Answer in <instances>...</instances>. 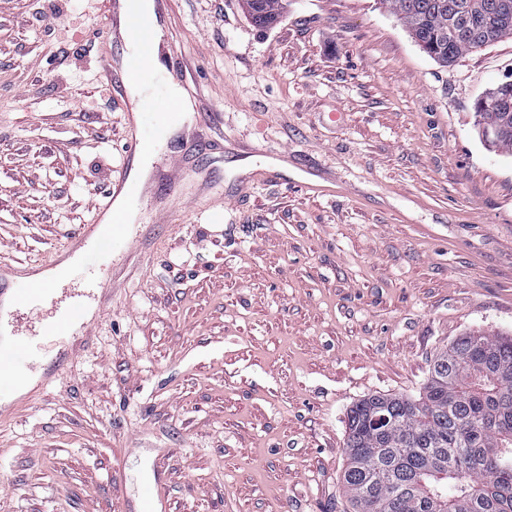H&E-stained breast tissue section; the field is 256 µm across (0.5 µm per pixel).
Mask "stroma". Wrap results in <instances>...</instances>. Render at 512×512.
Instances as JSON below:
<instances>
[{
  "instance_id": "obj_1",
  "label": "stroma",
  "mask_w": 512,
  "mask_h": 512,
  "mask_svg": "<svg viewBox=\"0 0 512 512\" xmlns=\"http://www.w3.org/2000/svg\"><path fill=\"white\" fill-rule=\"evenodd\" d=\"M102 9L0 0V262L43 268L116 174ZM163 35L217 117L178 188L151 169L106 319L45 342L56 381L0 421V512H145L157 463L169 512H346L349 409L512 333V155L474 128L512 37L443 67L382 0H286L267 30L171 0Z\"/></svg>"
}]
</instances>
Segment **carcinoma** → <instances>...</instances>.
<instances>
[{
	"label": "carcinoma",
	"mask_w": 512,
	"mask_h": 512,
	"mask_svg": "<svg viewBox=\"0 0 512 512\" xmlns=\"http://www.w3.org/2000/svg\"><path fill=\"white\" fill-rule=\"evenodd\" d=\"M448 66L512 36V0H387ZM256 26L281 0H246ZM475 104L489 145L512 154V80ZM341 482L352 512H512V336L476 330L434 360L418 398L371 395L349 410Z\"/></svg>",
	"instance_id": "cac0c4a2"
}]
</instances>
